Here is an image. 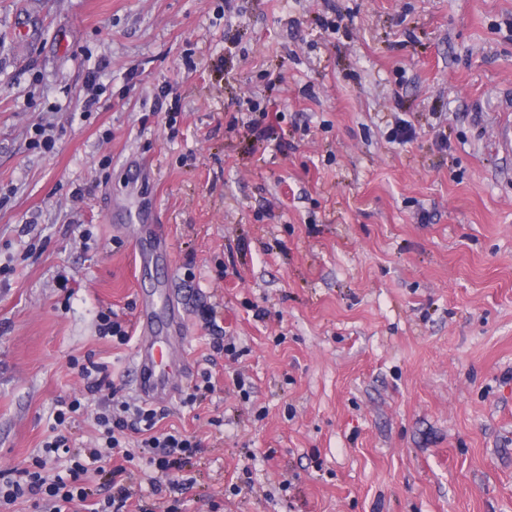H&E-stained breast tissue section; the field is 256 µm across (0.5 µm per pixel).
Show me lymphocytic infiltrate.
<instances>
[{"label": "lymphocytic infiltrate", "mask_w": 512, "mask_h": 512, "mask_svg": "<svg viewBox=\"0 0 512 512\" xmlns=\"http://www.w3.org/2000/svg\"><path fill=\"white\" fill-rule=\"evenodd\" d=\"M72 366L84 381V391L81 396L60 402L41 455L17 469L15 478L0 490V512L26 495L35 496L38 512H127L130 485L143 465L153 471L148 479L150 486H157L158 474H167L170 512H183L182 495L193 478L173 475L172 470L195 453L200 440L177 430H159L161 416L156 409L109 399L94 416V443L81 449L75 447L72 427L86 414L90 398L111 389L112 382L107 366L93 358L73 361ZM133 433L138 436L134 442L129 439ZM111 456L117 457L118 462L109 467L105 461ZM51 460L63 465L53 475L45 472ZM103 471L112 476L110 492L101 499L91 498L86 487L88 476Z\"/></svg>", "instance_id": "1"}]
</instances>
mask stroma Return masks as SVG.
<instances>
[{"instance_id": "1", "label": "stroma", "mask_w": 512, "mask_h": 512, "mask_svg": "<svg viewBox=\"0 0 512 512\" xmlns=\"http://www.w3.org/2000/svg\"><path fill=\"white\" fill-rule=\"evenodd\" d=\"M511 104L512 0H0V473L83 390L72 359L135 400L96 314L137 323L147 289L216 382L155 402L202 442L190 512H512ZM259 108L285 119L256 145ZM133 203L146 226L110 223ZM193 386L182 395L180 401L181 407L194 408V406L206 398L208 395L214 393L215 386L212 382L213 376L209 368L202 369L198 375Z\"/></svg>"}]
</instances>
